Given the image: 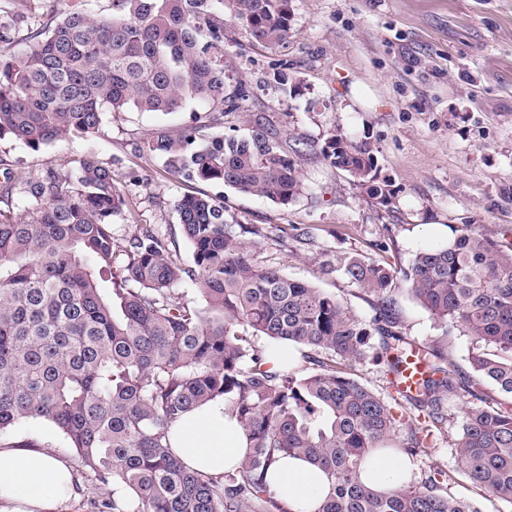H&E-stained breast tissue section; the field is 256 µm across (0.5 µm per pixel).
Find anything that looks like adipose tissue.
<instances>
[{
    "label": "adipose tissue",
    "instance_id": "ef3b65f1",
    "mask_svg": "<svg viewBox=\"0 0 512 512\" xmlns=\"http://www.w3.org/2000/svg\"><path fill=\"white\" fill-rule=\"evenodd\" d=\"M171 446L189 468L218 475L239 466L245 451L242 426L214 401L184 414L172 427ZM409 461L393 456L369 458L362 475L376 489L409 478ZM267 483L290 512H317L329 490L325 473L308 461L285 457L267 475ZM72 492L70 466L34 448L0 447V512H57Z\"/></svg>",
    "mask_w": 512,
    "mask_h": 512
}]
</instances>
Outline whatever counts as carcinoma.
Listing matches in <instances>:
<instances>
[{"instance_id": "cac0c4a2", "label": "carcinoma", "mask_w": 512, "mask_h": 512, "mask_svg": "<svg viewBox=\"0 0 512 512\" xmlns=\"http://www.w3.org/2000/svg\"><path fill=\"white\" fill-rule=\"evenodd\" d=\"M292 0H229L233 20L268 48L291 33ZM26 25L28 50L4 55ZM224 69V0H111L98 14L75 9L33 26L24 12L0 22V138L30 148L99 132L105 111L170 114L192 105L196 124L161 129L146 151L186 181L230 187L287 205L302 192L281 138L255 121L246 134H204L217 115L248 100ZM323 158L367 196L390 206L396 191L372 149L340 131ZM27 201L13 211L15 190ZM193 264L145 228L126 243L112 232L132 215L112 163L87 151L70 166L37 174L4 168L0 183V447L19 423L38 419L59 432L94 473L112 482L96 512H290L265 480L280 455L320 468L329 491L318 512H481L455 492L462 474L485 496L512 503V403L479 391L485 380L512 396V229L471 227L448 245L415 255L406 288L439 323L471 339L473 375L426 349L428 374L415 392L397 388L411 342L399 331L395 270L358 253L325 264L374 297L363 321L308 282L259 265L224 220V201L206 193L173 202ZM125 262L114 269L116 256ZM193 282L207 311L176 294ZM380 337L374 358L387 368L384 399L353 377L352 363ZM250 336L304 346L315 371H273ZM463 390L468 408L457 469L432 462L418 482L375 490L361 479L371 453L412 461L444 429L443 396ZM222 400L243 426L240 467L213 476L188 469L170 445L181 416ZM409 403L423 421L396 436L394 409Z\"/></svg>"}]
</instances>
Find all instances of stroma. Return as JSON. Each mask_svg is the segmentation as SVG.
I'll list each match as a JSON object with an SVG mask.
<instances>
[{"instance_id": "obj_1", "label": "stroma", "mask_w": 512, "mask_h": 512, "mask_svg": "<svg viewBox=\"0 0 512 512\" xmlns=\"http://www.w3.org/2000/svg\"><path fill=\"white\" fill-rule=\"evenodd\" d=\"M224 65L249 99L224 116L223 131L248 132L260 117L281 136L307 141L308 150L295 157L304 189L282 206L229 187L202 188L223 196L227 223L250 228L254 258L335 295L359 319L370 318L371 297L339 274H323L321 261L360 253L386 259L400 274L418 252L447 244L455 230L497 233L512 226V0H292L291 36L275 49L225 19ZM277 68L295 78L294 92L268 84ZM191 118L188 111H108L94 138L38 149L0 139V159L33 175L48 161L96 151L111 162L135 211L134 220L115 219L118 242L147 224L188 265L192 249L173 202L199 187L168 172L144 144L157 130ZM335 130L373 148L381 176L396 190L391 206L377 204L323 159L320 148ZM395 298L404 336L424 346L449 339L451 357L469 370L468 337L435 321L406 288ZM444 413L446 430L431 456L415 460L416 470L433 461L456 466L465 397L445 395ZM14 434L44 440L72 464L80 489L60 512H94L93 500L111 498V485L97 482L48 424L27 421Z\"/></svg>"}]
</instances>
